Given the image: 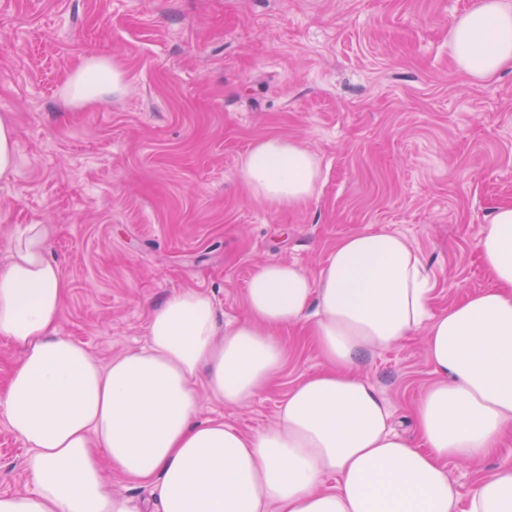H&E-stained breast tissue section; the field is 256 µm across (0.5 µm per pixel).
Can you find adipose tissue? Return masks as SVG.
Returning a JSON list of instances; mask_svg holds the SVG:
<instances>
[{"mask_svg": "<svg viewBox=\"0 0 512 512\" xmlns=\"http://www.w3.org/2000/svg\"><path fill=\"white\" fill-rule=\"evenodd\" d=\"M448 48L475 81L512 68V0H474ZM122 81L110 58L90 56L63 95L84 105ZM239 176L290 207L314 194L320 166L301 143L269 137L242 157ZM52 236L50 225H26L0 264V340L16 354L0 414L28 447L35 484L0 493V512H141L109 489L106 462L153 486L159 512H512V466L464 498L444 466L484 459L512 422V205L478 237L493 289L442 313L431 311L422 255L398 233L360 231L337 242L317 278L291 262L261 266L241 322H221L204 292H174L151 308L144 345L106 365L57 333L67 284ZM306 319L327 368L292 388L273 429L199 418L201 398L238 404L265 390L286 360L279 330ZM420 330L437 380L406 435L356 370Z\"/></svg>", "mask_w": 512, "mask_h": 512, "instance_id": "1", "label": "adipose tissue"}]
</instances>
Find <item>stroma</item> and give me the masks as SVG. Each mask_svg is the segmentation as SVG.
Here are the masks:
<instances>
[{"mask_svg":"<svg viewBox=\"0 0 512 512\" xmlns=\"http://www.w3.org/2000/svg\"><path fill=\"white\" fill-rule=\"evenodd\" d=\"M472 0H0V115L16 166L0 180V263L28 224L54 227L68 291L60 335L100 363L145 342L170 293L210 294L227 321L264 264L318 277L342 238L402 234L419 250L440 313L493 282L476 242L512 204V70L459 72L448 31ZM91 55L115 59L124 89L75 107L61 90ZM282 137L317 157L297 207L251 194L238 176L257 142ZM288 360L238 406L200 415L247 434L272 428L290 389L323 370L303 328ZM395 427L434 382L422 334L360 368ZM24 443L0 416V492L30 491ZM512 464V431L482 463L449 462L460 495Z\"/></svg>","mask_w":512,"mask_h":512,"instance_id":"35a3bbf8","label":"stroma"}]
</instances>
